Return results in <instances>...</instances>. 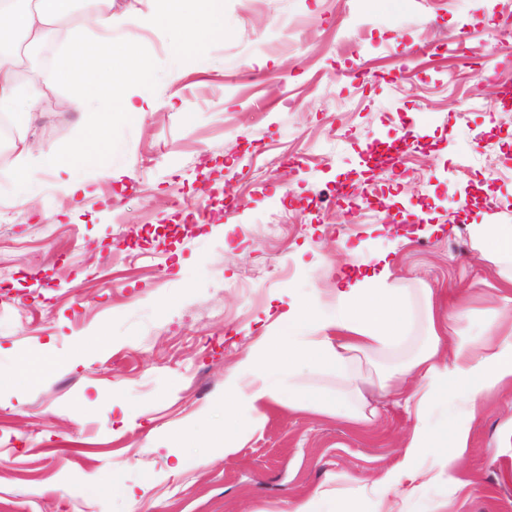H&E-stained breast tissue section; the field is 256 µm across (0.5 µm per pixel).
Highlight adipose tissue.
I'll use <instances>...</instances> for the list:
<instances>
[{
    "label": "adipose tissue",
    "instance_id": "ef3b65f1",
    "mask_svg": "<svg viewBox=\"0 0 512 512\" xmlns=\"http://www.w3.org/2000/svg\"><path fill=\"white\" fill-rule=\"evenodd\" d=\"M88 22L97 29L92 41L96 58L112 63V80L104 84L86 69L83 49L73 45L62 64L40 73L36 85L19 93L18 53H0V114L7 113L30 123L42 109L43 90L64 82L79 81L81 92L73 100L79 110H92L95 121L86 127L83 142L69 157L44 154L32 161L21 150L14 161L10 189L15 201L30 204L43 193V171L54 173L70 198L85 192L83 170L91 158L112 152L110 116L120 111L137 119L152 98L150 61L124 46L115 51L112 39L113 0H87ZM75 0H18L15 9L0 10V43H40L46 35L73 15ZM149 23L168 25L183 32L177 47L189 50L199 67L208 64L207 45L224 35V0H167ZM132 86L141 93V104L118 96L120 88ZM473 231L478 246L494 252L502 267L505 287L512 290V224H477ZM369 272L360 278L340 277L335 297L293 298L278 320L273 335L264 337L260 348L246 351L224 376V456L234 455L243 440L264 419L274 404L292 412H315L361 423L363 415L351 410L339 390L309 387L301 381V369L345 373L354 354L397 343L407 326L404 289L387 287L391 274L386 254L367 261ZM465 303H458L432 334L429 344L409 363L379 378L376 386L389 396L407 395L415 408V425L403 442L402 456L377 480L378 486L412 500L417 484L434 482L452 472L463 459L472 435V425L484 410V397L503 387H512V324L489 327L482 335H470L465 324ZM452 335L450 353L441 349L442 332ZM453 399L462 414H448L435 425L432 413L440 401ZM428 455V468H420L421 455Z\"/></svg>",
    "mask_w": 512,
    "mask_h": 512
}]
</instances>
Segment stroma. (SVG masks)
Here are the masks:
<instances>
[{
    "instance_id": "obj_1",
    "label": "stroma",
    "mask_w": 512,
    "mask_h": 512,
    "mask_svg": "<svg viewBox=\"0 0 512 512\" xmlns=\"http://www.w3.org/2000/svg\"><path fill=\"white\" fill-rule=\"evenodd\" d=\"M158 6L113 3L116 39L152 63L154 106L113 113L111 177L87 165L75 203L52 183L14 206L0 187V512H288L327 481L370 512L412 406L369 395L377 416L356 430L275 405L224 458V374L291 297L330 300L336 272L363 275L378 252L390 287L412 294L383 367L431 334L417 289L467 295L472 335L495 319L500 267L470 227L512 224V106L499 97L512 60L498 38L512 0H224L204 69L176 53L178 31L130 32ZM465 45L494 81L463 67ZM77 92L47 89L27 133L36 151L76 147ZM348 179L370 203L341 206ZM227 192L232 218L156 233ZM36 353L45 369L18 389ZM485 406L451 479L416 491L421 512H512V388ZM116 471L152 487L136 502L108 491Z\"/></svg>"
}]
</instances>
